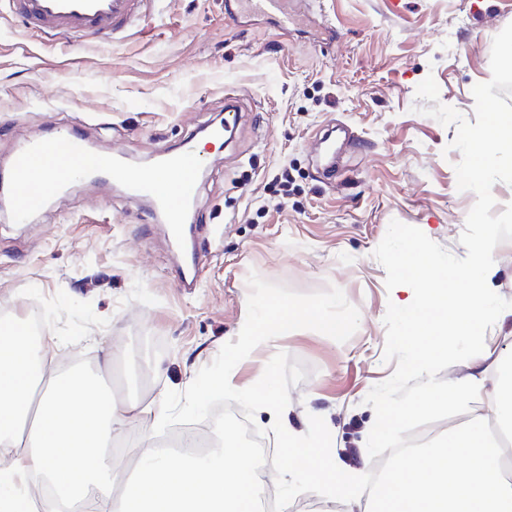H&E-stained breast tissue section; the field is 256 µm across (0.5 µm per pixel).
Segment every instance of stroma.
Returning a JSON list of instances; mask_svg holds the SVG:
<instances>
[{"label":"stroma","mask_w":512,"mask_h":512,"mask_svg":"<svg viewBox=\"0 0 512 512\" xmlns=\"http://www.w3.org/2000/svg\"><path fill=\"white\" fill-rule=\"evenodd\" d=\"M512 0H313L307 20L278 29L229 0H149L131 31L107 39L39 34L0 12V167L18 144L53 125L101 153L146 167L241 110L230 143L206 145L186 263L151 204L116 184L79 180L28 223L0 213V311L38 304L59 346L60 373H95L112 356L117 403L185 391L246 320L250 273L309 293L335 286L358 308L340 343L289 332L234 369L244 389L277 352L307 377L289 389L282 420L303 434L323 417L337 462L367 473L375 421L365 398L387 380L383 323L390 295L373 252L391 221L422 230L451 254L473 192L457 189L455 126L417 113L416 88L434 76L441 103L474 119L472 89L491 77L492 42ZM489 282L502 305L483 322L488 346L512 355V241L496 247ZM154 421L117 430L135 462L161 445Z\"/></svg>","instance_id":"35a3bbf8"}]
</instances>
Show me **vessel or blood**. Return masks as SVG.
<instances>
[{"label": "vessel or blood", "mask_w": 512, "mask_h": 512, "mask_svg": "<svg viewBox=\"0 0 512 512\" xmlns=\"http://www.w3.org/2000/svg\"><path fill=\"white\" fill-rule=\"evenodd\" d=\"M253 12L287 28L307 13L304 0H242ZM8 6L41 32L63 31L79 36H111L139 18L143 0H7ZM12 205L17 221L26 222L50 198L61 197L72 174L99 178L126 171L125 160L88 150L84 137L70 128L57 129L48 140L22 145L13 161ZM200 160L193 146L164 155L158 168L129 172L127 191L149 199L164 215L172 238H181L185 208L197 195Z\"/></svg>", "instance_id": "obj_1"}]
</instances>
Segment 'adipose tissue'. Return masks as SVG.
Returning <instances> with one entry per match:
<instances>
[{
    "instance_id": "ef3b65f1",
    "label": "adipose tissue",
    "mask_w": 512,
    "mask_h": 512,
    "mask_svg": "<svg viewBox=\"0 0 512 512\" xmlns=\"http://www.w3.org/2000/svg\"><path fill=\"white\" fill-rule=\"evenodd\" d=\"M493 241L473 242L476 263L446 273L408 242L397 267L414 284L404 311L401 344L414 359L448 358L442 336L473 339L498 299L483 282ZM50 331L29 343L22 321L0 320V512H63L92 498L96 512H113L112 476L121 459L106 447L117 427L132 418L110 390L80 375L57 373L48 350ZM465 374L428 388L421 402L380 410L389 431L424 410L456 408L486 399V412L449 430L428 448L407 451L385 475L380 493L363 512H512V482L499 469L500 449L490 426L512 434V357L492 356L486 344L471 352ZM494 384H487V369ZM225 434V447L207 459L175 467L144 453L137 480L123 488L124 512H253L256 464L252 453Z\"/></svg>"
}]
</instances>
